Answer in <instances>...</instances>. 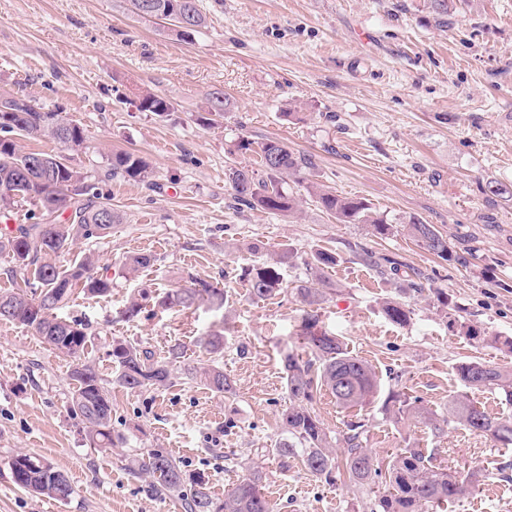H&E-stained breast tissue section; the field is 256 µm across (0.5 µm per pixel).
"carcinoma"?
<instances>
[{
	"mask_svg": "<svg viewBox=\"0 0 512 512\" xmlns=\"http://www.w3.org/2000/svg\"><path fill=\"white\" fill-rule=\"evenodd\" d=\"M459 0H428L431 13L439 18L451 15ZM134 12L145 19L173 23L177 37L191 39L206 27V16L197 0H130ZM137 108L158 117L174 110L173 102L143 90L137 95ZM229 102L224 93L211 95L209 106L197 118L199 125L210 128L224 118ZM43 136L77 150L86 137L84 130L61 112L44 109L8 92H0V217H8L15 207L25 204L28 223L0 236V251L12 253L18 268L26 274L16 287L0 292V320L15 321L32 328L47 344L73 360L70 376L75 381L70 412L85 425V438L95 448H111L112 396L94 368L81 361L89 335L84 324L67 321L56 315L75 290L92 296H104L112 290L109 273L97 271L90 256L69 268L56 264L60 254L71 249L79 239L105 236L112 225L120 222L112 204L99 192L89 176L62 162L55 155L28 151L24 137ZM311 167L303 155L295 153L280 140H267L261 146L260 170L231 167L226 178L235 203L249 209L271 213L294 214L296 198L288 193V179ZM112 176L152 183L149 164L131 151H118L111 157ZM310 190L321 207L336 217L339 224H367L379 235L387 234L392 225L379 217L369 202L346 198L322 189L317 183ZM485 192L503 202H512V184L490 180ZM407 234L432 254L446 258L451 251L448 238L433 224L411 216L402 224ZM293 258V249L285 247L272 263H262L246 275L247 290L259 299L280 290L279 268ZM357 258L384 273L385 265L399 272L387 257L379 259L361 251ZM40 292H28L32 283ZM301 304L307 307L302 317L301 338L313 358L303 359L294 352L281 358L290 403L280 416V438L274 447L260 449V456H277L288 465L298 460L316 478L332 479L344 469L348 481L369 498L370 512H429L458 500L476 490L481 473L475 469L448 470L434 463V457L419 448H399L388 456L386 471L374 463L364 446L365 429L361 423L350 424L349 433L338 439L330 434L312 407L313 393L326 388L344 410L362 408L371 403L379 390L375 371L364 360L352 355L342 340L317 329V310L332 288H319L305 281L295 288ZM207 302L215 309L224 305V291L191 279V286L169 290L158 304L162 307L191 308ZM385 315L394 323L405 324L412 313L408 304L387 300ZM184 347H169L165 361H158L141 345L127 340H112L109 356L116 365L112 383L130 390L167 387L174 384L173 366L183 358ZM213 392H234V381L215 361L188 369ZM458 373L464 386L498 391L512 403V371L479 361L463 363ZM398 413L407 414L432 432L440 434L450 423L485 434L503 447H512V418L491 417L473 404L465 394L448 398V409L441 414L429 411L419 401H399ZM343 444V451L337 445ZM131 468L149 480V490L159 496L176 495L184 512H272L263 495V471L252 466L249 473L224 491V500L214 498L201 472H188L181 462L168 453L145 448L131 460ZM14 482L21 488L60 501L68 500L73 489L68 478L54 466L30 454L19 453L10 461Z\"/></svg>",
	"mask_w": 512,
	"mask_h": 512,
	"instance_id": "obj_1",
	"label": "carcinoma"
}]
</instances>
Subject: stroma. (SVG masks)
Instances as JSON below:
<instances>
[{
	"label": "stroma",
	"mask_w": 512,
	"mask_h": 512,
	"mask_svg": "<svg viewBox=\"0 0 512 512\" xmlns=\"http://www.w3.org/2000/svg\"><path fill=\"white\" fill-rule=\"evenodd\" d=\"M199 7L207 26L183 41L165 21L134 14L129 0H0V92L60 108L86 135L77 151L49 138L25 140V148L64 156L120 216L106 236L79 240L58 259L67 266L94 254L112 275L111 292H75L58 317L87 325L82 360L106 380L115 371L112 339L139 343L158 359L176 343L185 351L174 385L112 388V432L122 441L100 450L68 410L71 358L31 328L0 321V512H183L178 498L152 494L133 473L130 461L142 448L163 449L186 470L205 473L218 499L256 465L275 512H369L367 497L345 477L325 481L256 454L278 439L289 404L282 353L311 356L300 339L304 307L295 288L311 279L315 249L337 258L319 274L334 290L319 325L381 382L360 409L315 394L313 408L332 435L361 422L378 462L398 448H421L449 468L480 469L478 489L448 512H512V450L456 424L436 435L388 412L396 393L440 412L463 392L490 416H512L511 403L466 389L457 374L469 361L512 370L505 344L512 204L484 191L490 180L512 184V0H466L444 25L427 0H199ZM146 89L171 99L175 112L138 111L132 99ZM216 90L230 110L205 129L195 117ZM270 139L313 163L288 182L299 202L293 216L236 208L224 175L233 165H255ZM116 150L139 153L153 186L112 176ZM313 181L366 199L392 232L337 223L309 192ZM412 215L448 237L451 258L408 236L402 224ZM255 243L261 252L252 251ZM286 245L297 255L280 267L281 290L251 298L245 270ZM357 245L419 273L421 292L401 293L400 280L354 259ZM135 254L150 255V266L121 274ZM191 274L224 290L221 310L157 304ZM143 288L154 300L125 316ZM396 296L412 309L402 325L381 308ZM212 333L224 337L218 362L234 394L213 393L187 373L205 359L198 342ZM21 452L62 471L70 499L17 487L9 462Z\"/></svg>",
	"instance_id": "stroma-1"
}]
</instances>
